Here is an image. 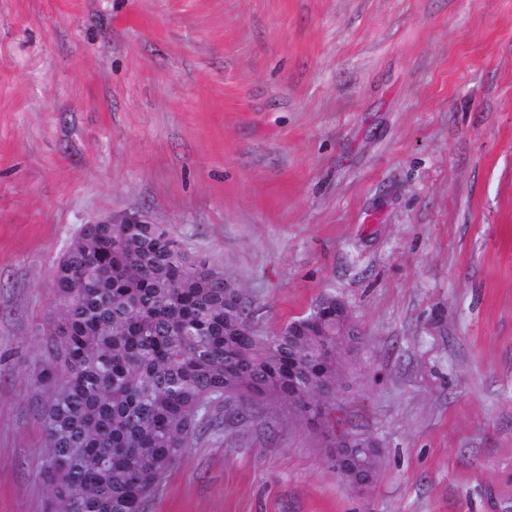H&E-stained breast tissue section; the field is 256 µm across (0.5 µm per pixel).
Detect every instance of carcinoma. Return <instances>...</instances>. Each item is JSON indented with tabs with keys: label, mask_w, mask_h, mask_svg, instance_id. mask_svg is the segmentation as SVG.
Segmentation results:
<instances>
[{
	"label": "carcinoma",
	"mask_w": 512,
	"mask_h": 512,
	"mask_svg": "<svg viewBox=\"0 0 512 512\" xmlns=\"http://www.w3.org/2000/svg\"><path fill=\"white\" fill-rule=\"evenodd\" d=\"M225 276L162 224L82 226L55 270L60 321L39 332L33 376L49 512H142L184 449L252 421L267 399L288 407L290 356L319 382L345 378L336 296L269 335ZM335 400L318 415L293 405L307 429L329 416L369 445L353 415L332 417Z\"/></svg>",
	"instance_id": "cac0c4a2"
}]
</instances>
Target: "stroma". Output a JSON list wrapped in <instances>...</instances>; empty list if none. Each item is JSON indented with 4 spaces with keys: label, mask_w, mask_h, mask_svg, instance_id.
Here are the masks:
<instances>
[{
    "label": "stroma",
    "mask_w": 512,
    "mask_h": 512,
    "mask_svg": "<svg viewBox=\"0 0 512 512\" xmlns=\"http://www.w3.org/2000/svg\"><path fill=\"white\" fill-rule=\"evenodd\" d=\"M130 213L265 331L341 297L384 448L359 493L265 409L144 512H512V0H0V512H46L53 267Z\"/></svg>",
    "instance_id": "1"
}]
</instances>
